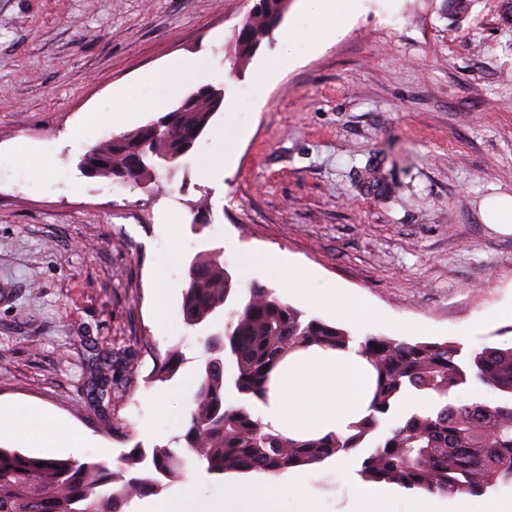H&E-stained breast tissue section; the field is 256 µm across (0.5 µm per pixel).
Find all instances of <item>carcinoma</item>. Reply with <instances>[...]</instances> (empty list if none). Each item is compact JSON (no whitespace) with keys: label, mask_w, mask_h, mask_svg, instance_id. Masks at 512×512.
I'll list each match as a JSON object with an SVG mask.
<instances>
[{"label":"carcinoma","mask_w":512,"mask_h":512,"mask_svg":"<svg viewBox=\"0 0 512 512\" xmlns=\"http://www.w3.org/2000/svg\"><path fill=\"white\" fill-rule=\"evenodd\" d=\"M254 4L235 31L233 70L272 39L288 10V0ZM223 100V89L202 85L176 109L91 149L81 165L100 179L138 185L152 174L158 180L192 151ZM228 303L234 308L226 314ZM182 313L191 328L228 315L223 331L204 338L206 357L184 433L149 453L131 449L114 469L104 461L0 448V512H125L133 499L160 493L188 470L279 474L340 455L358 457L357 474L367 483L472 495L512 485V344L464 355L453 342L367 334L360 347L376 374L370 413L345 436L292 440L263 425L253 405L267 401L273 372L288 354L311 346L342 349L350 334L306 317L258 282L239 291L224 263L203 256L189 262ZM177 364L174 352L157 358L149 382L170 380ZM473 380L492 388L497 400L455 399L454 391ZM414 393L435 406L391 419L398 402Z\"/></svg>","instance_id":"carcinoma-1"}]
</instances>
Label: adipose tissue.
Listing matches in <instances>:
<instances>
[{
    "label": "adipose tissue",
    "mask_w": 512,
    "mask_h": 512,
    "mask_svg": "<svg viewBox=\"0 0 512 512\" xmlns=\"http://www.w3.org/2000/svg\"><path fill=\"white\" fill-rule=\"evenodd\" d=\"M360 0H303L297 19L289 28V46L310 39L325 42L350 23ZM275 276L283 294L294 293L313 306L330 308L336 316L359 324L377 314L342 288L319 291L306 287L307 270L297 264L276 263ZM374 372L362 355L359 341L344 349L311 347L294 352L276 369L266 402L258 403L257 414L286 437L296 440L347 433L353 423L367 415L372 399ZM59 430L53 416L34 414L16 431L18 441L40 448L43 457L59 451L80 456V436L68 431L64 446H57ZM310 469L289 470L286 477L270 481L263 477L225 488L222 497L198 504L191 486L180 495L152 501L148 512H322L310 492ZM407 512H512L511 498H478L459 494L445 500L427 492L413 495Z\"/></svg>",
    "instance_id": "1"
}]
</instances>
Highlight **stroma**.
<instances>
[{"instance_id":"1","label":"stroma","mask_w":512,"mask_h":512,"mask_svg":"<svg viewBox=\"0 0 512 512\" xmlns=\"http://www.w3.org/2000/svg\"><path fill=\"white\" fill-rule=\"evenodd\" d=\"M249 0H0V405L15 424L39 408L88 439L90 460L181 432L205 350L182 322L189 261L218 250L240 286L276 288L270 260L296 261L313 288H345L377 313L368 327L288 302L348 331L398 337L399 324L463 353L512 341V322L462 329L512 305V236L482 200L512 196V0H365L354 24L265 85L263 44L230 70ZM179 57L224 90L212 128L162 185H104L80 166L106 137L159 116L143 92L123 122L112 104ZM238 137L222 177L200 169ZM46 158L39 175L18 144ZM209 192L212 209L189 203ZM259 255L250 277L240 256ZM164 302L165 327L156 322ZM184 363L149 383L155 356ZM110 388L96 402L93 357ZM159 397L161 407L150 405ZM312 486L343 512L350 485L328 462Z\"/></svg>"}]
</instances>
